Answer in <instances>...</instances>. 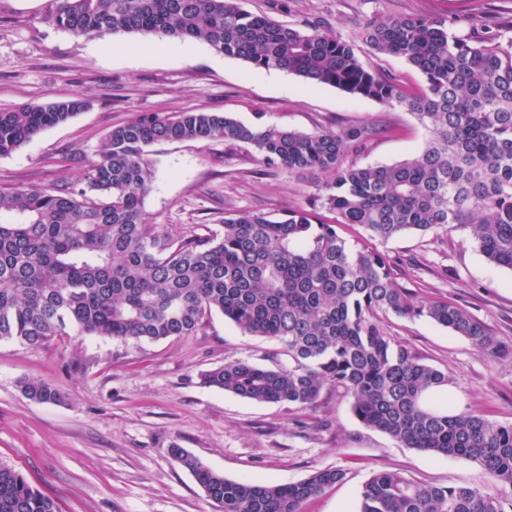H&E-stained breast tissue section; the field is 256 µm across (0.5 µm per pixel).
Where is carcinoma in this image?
<instances>
[{
  "instance_id": "1",
  "label": "carcinoma",
  "mask_w": 512,
  "mask_h": 512,
  "mask_svg": "<svg viewBox=\"0 0 512 512\" xmlns=\"http://www.w3.org/2000/svg\"><path fill=\"white\" fill-rule=\"evenodd\" d=\"M48 20L75 37L139 32L163 42H206L255 69L399 106L429 133L417 155L390 165L345 163L377 137L362 125L302 133L244 123L219 112H144L113 128L76 182L52 190L0 189V341L37 348L57 336L161 341L192 335L221 313L240 330L283 346L288 365L236 360L201 382L259 403L317 405L326 387L351 400L355 417L407 448L480 464L483 489L414 482L377 472L358 512H512V424L448 405V373L422 362L387 330L388 315L427 318L473 342L490 360L512 356L464 306L405 286L395 264L338 225L388 241L409 232L465 229L490 264L512 271V41L458 35L447 19L376 14L362 45L245 10L241 0H54ZM393 55L420 74L410 85L371 59ZM67 100L0 110V157L85 110ZM224 141L253 147L269 169L321 173L312 207L281 218L224 213L222 232L174 238L149 217L148 148L160 142ZM331 214L330 221L322 212ZM40 403L63 400L37 380L21 382ZM172 457L219 512H302L344 480L319 469L287 484L229 480L187 450ZM0 512H58L25 476L0 464Z\"/></svg>"
}]
</instances>
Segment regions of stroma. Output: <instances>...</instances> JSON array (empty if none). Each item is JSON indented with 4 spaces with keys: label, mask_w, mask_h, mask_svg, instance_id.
<instances>
[{
    "label": "stroma",
    "mask_w": 512,
    "mask_h": 512,
    "mask_svg": "<svg viewBox=\"0 0 512 512\" xmlns=\"http://www.w3.org/2000/svg\"><path fill=\"white\" fill-rule=\"evenodd\" d=\"M275 20L321 19L327 32L358 40L374 14H425L455 30L512 40V0H243ZM51 0H0V110L86 95L90 106L0 157V188H50L77 178L67 151L95 158L112 128L141 112H221L311 133L378 123L360 166L393 164L419 153L428 133L414 116L279 70H257L197 40L120 33L76 38L48 23ZM145 209L174 236L221 231L227 210L281 216L306 208L317 177L267 170L251 146L169 142L150 147ZM377 248L405 263L404 282L434 300L464 305L494 335L512 342V271L491 266L465 232L405 234ZM389 333L426 364L448 372L453 406L512 423V358L489 360L469 339L423 318L389 316ZM287 364L281 346L243 333L215 314L194 335L159 342L70 334L30 349L0 341V464L19 470L59 512H217L193 476L170 455L185 448L225 478L291 483L317 469H341L343 482L304 504V512H357L372 473L400 471L441 487H483L478 463L433 457L365 427L342 393L325 388L302 409L249 401L200 383L203 371L235 360ZM56 387L60 403L27 399L22 380Z\"/></svg>",
    "instance_id": "stroma-1"
}]
</instances>
